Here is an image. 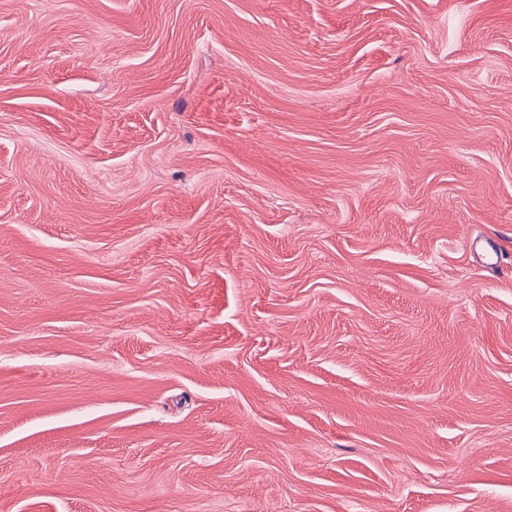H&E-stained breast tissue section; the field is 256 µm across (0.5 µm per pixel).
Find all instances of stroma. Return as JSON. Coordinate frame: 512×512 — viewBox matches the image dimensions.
I'll return each instance as SVG.
<instances>
[{"instance_id":"1","label":"stroma","mask_w":512,"mask_h":512,"mask_svg":"<svg viewBox=\"0 0 512 512\" xmlns=\"http://www.w3.org/2000/svg\"><path fill=\"white\" fill-rule=\"evenodd\" d=\"M0 512H512V0H0Z\"/></svg>"}]
</instances>
